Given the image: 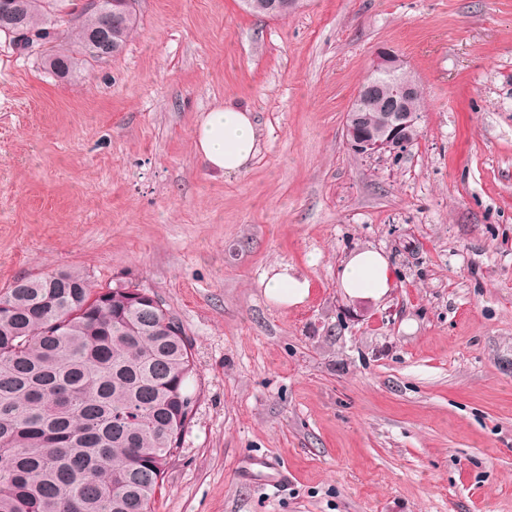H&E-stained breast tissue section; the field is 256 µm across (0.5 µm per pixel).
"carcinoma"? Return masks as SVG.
<instances>
[{"instance_id": "obj_1", "label": "carcinoma", "mask_w": 512, "mask_h": 512, "mask_svg": "<svg viewBox=\"0 0 512 512\" xmlns=\"http://www.w3.org/2000/svg\"><path fill=\"white\" fill-rule=\"evenodd\" d=\"M25 23L62 17L55 0H9ZM42 66L68 79L109 57L137 21L106 20L69 0ZM190 341L168 308L96 288L77 270L24 277L0 291V512H155L196 393Z\"/></svg>"}]
</instances>
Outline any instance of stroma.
I'll return each instance as SVG.
<instances>
[{
	"mask_svg": "<svg viewBox=\"0 0 512 512\" xmlns=\"http://www.w3.org/2000/svg\"><path fill=\"white\" fill-rule=\"evenodd\" d=\"M135 11L125 51L65 81L0 33V289L77 269L178 319L199 397L156 512H512V0ZM382 47L420 134L368 159L343 124ZM227 102L259 143L224 176L192 133ZM368 247L396 287L354 306L338 271ZM285 264L295 307L263 294ZM266 274L262 280L267 299L280 307H295L304 303L311 294V284L307 278L297 276L282 265Z\"/></svg>",
	"mask_w": 512,
	"mask_h": 512,
	"instance_id": "stroma-1",
	"label": "stroma"
}]
</instances>
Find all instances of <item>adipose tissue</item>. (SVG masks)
Returning a JSON list of instances; mask_svg holds the SVG:
<instances>
[{
    "instance_id": "obj_1",
    "label": "adipose tissue",
    "mask_w": 512,
    "mask_h": 512,
    "mask_svg": "<svg viewBox=\"0 0 512 512\" xmlns=\"http://www.w3.org/2000/svg\"><path fill=\"white\" fill-rule=\"evenodd\" d=\"M257 125L252 112L227 104L207 112L193 131V147L204 166L224 174L241 172L257 153ZM264 294L280 307L304 303L311 294L307 278L280 267L263 278ZM339 284L355 305H375L395 286V273L387 254L376 248L358 250L339 272Z\"/></svg>"
}]
</instances>
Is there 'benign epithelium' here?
I'll return each mask as SVG.
<instances>
[{"label":"benign epithelium","mask_w":512,"mask_h":512,"mask_svg":"<svg viewBox=\"0 0 512 512\" xmlns=\"http://www.w3.org/2000/svg\"><path fill=\"white\" fill-rule=\"evenodd\" d=\"M0 29L13 38L14 44L33 50L42 48L53 33L51 28L42 31L27 28L20 15L5 3L0 5ZM406 73L405 61L395 52L383 48L375 54L371 70L358 87L355 98L359 101L370 99L380 88L382 76L393 80L391 93L376 133L363 126L364 118L358 113L346 114L344 138L354 154L365 158L386 153L396 155L400 147L409 145L411 133L418 129L419 113L410 111L408 101L420 92V88L413 78L406 81L397 79Z\"/></svg>","instance_id":"benign-epithelium-1"}]
</instances>
